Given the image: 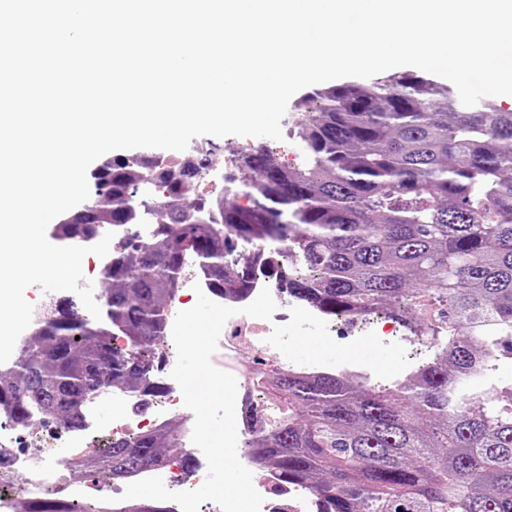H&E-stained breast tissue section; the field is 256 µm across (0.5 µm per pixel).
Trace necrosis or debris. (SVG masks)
Instances as JSON below:
<instances>
[{
    "label": "necrosis or debris",
    "instance_id": "obj_1",
    "mask_svg": "<svg viewBox=\"0 0 512 512\" xmlns=\"http://www.w3.org/2000/svg\"><path fill=\"white\" fill-rule=\"evenodd\" d=\"M289 248V242L282 241L259 244L247 250V257L255 261V273L251 289L241 297L212 291L202 273L192 270L191 274L182 276L180 292L171 307L175 313L191 308L197 292L201 291L210 300L235 309V316L226 322L221 332L212 362L234 375L237 381V435L242 439L260 436L274 424L262 396L264 372L278 369L306 375L321 370L320 365L301 363L290 354L279 353L276 349L279 341L309 322L318 327L321 338L331 346L339 331H350L356 322L355 317L343 316L338 325H330L326 315L287 296L272 269ZM265 287L278 305L272 319L241 314V307L250 304ZM175 363V353L169 346H162L156 354L146 390L133 397L115 391L108 428L112 433L134 437L154 428L176 425L182 453L198 459L192 473H185L178 463L171 462L163 467L111 477L102 483L95 474L77 471L75 467L77 461L93 455L88 448V429H73L43 416L28 423H16L1 413L0 512H23L25 504L32 500V491L43 490L50 483L65 489L64 501L70 507L91 500L95 503V512H135L140 502L124 499L125 488L151 476L162 478L170 489L203 483L207 461L200 458L199 448L191 441L194 415L184 407L180 388L170 376ZM256 489L263 498L261 512H320L321 505L316 498L283 483L275 472H266L258 480Z\"/></svg>",
    "mask_w": 512,
    "mask_h": 512
}]
</instances>
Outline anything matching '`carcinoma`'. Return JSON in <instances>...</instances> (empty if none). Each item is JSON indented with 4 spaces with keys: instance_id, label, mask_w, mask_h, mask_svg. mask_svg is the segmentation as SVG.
<instances>
[{
    "instance_id": "carcinoma-1",
    "label": "carcinoma",
    "mask_w": 512,
    "mask_h": 512,
    "mask_svg": "<svg viewBox=\"0 0 512 512\" xmlns=\"http://www.w3.org/2000/svg\"><path fill=\"white\" fill-rule=\"evenodd\" d=\"M306 164L288 168L263 146L243 154L250 179L232 198L186 201L183 180L156 156L104 157L84 208L53 225L79 246L105 225L154 217L147 241L112 255L93 322L69 302L38 327L18 361L0 368V407L74 429L89 401L139 388L148 347L187 255L218 293H245L242 250L286 237L314 272L284 277L287 294L323 313L446 318L445 341L408 384L378 388L332 373L273 371L268 389L288 419L245 442L261 467L320 500L322 512H512V391L482 396L473 382L512 357V111L466 109L434 78L392 73L316 90L295 106ZM126 348L112 345V336ZM176 435L116 440L103 473L163 465Z\"/></svg>"
}]
</instances>
